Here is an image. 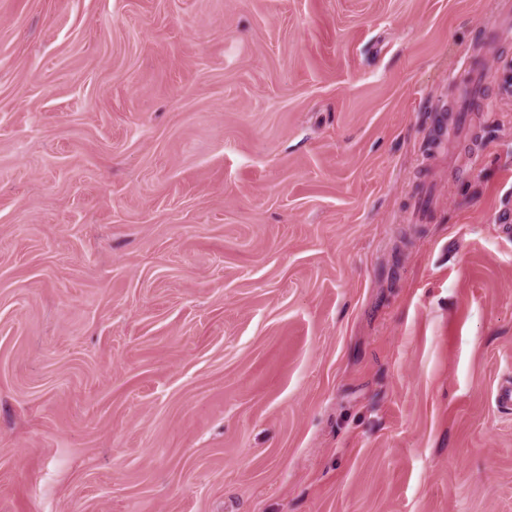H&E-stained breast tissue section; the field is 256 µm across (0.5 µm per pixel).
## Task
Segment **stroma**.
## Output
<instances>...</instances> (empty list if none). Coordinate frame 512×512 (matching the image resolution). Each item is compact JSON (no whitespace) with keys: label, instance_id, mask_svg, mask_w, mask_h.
<instances>
[{"label":"stroma","instance_id":"obj_1","mask_svg":"<svg viewBox=\"0 0 512 512\" xmlns=\"http://www.w3.org/2000/svg\"><path fill=\"white\" fill-rule=\"evenodd\" d=\"M504 2L0 0V512H512ZM461 69L466 73L467 78L458 84V107L454 113V120L448 128L440 130V136L444 141H448V153L450 146L457 140L458 134L462 131L469 120V104L478 94L481 87L490 80L486 72L477 59L466 57Z\"/></svg>","mask_w":512,"mask_h":512}]
</instances>
